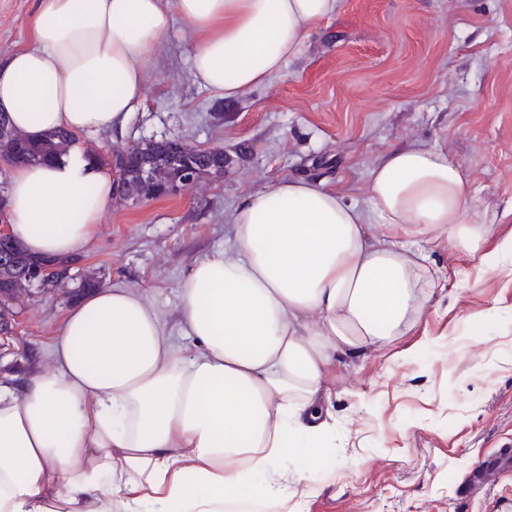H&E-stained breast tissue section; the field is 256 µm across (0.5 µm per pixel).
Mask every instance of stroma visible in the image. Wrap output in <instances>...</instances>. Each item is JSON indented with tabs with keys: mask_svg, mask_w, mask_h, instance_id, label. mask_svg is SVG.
Returning <instances> with one entry per match:
<instances>
[{
	"mask_svg": "<svg viewBox=\"0 0 512 512\" xmlns=\"http://www.w3.org/2000/svg\"><path fill=\"white\" fill-rule=\"evenodd\" d=\"M36 0H0V60L31 46ZM182 23L153 53L143 107L123 132L78 135L112 154L149 140L223 149V176L174 198L117 202L65 287L37 291L0 335V381L53 365L52 342L82 281L142 293L180 331L179 289L223 247L231 215L281 178H303L368 208L388 150L434 147L465 170L471 216L512 239V0H341L271 82L232 100L200 86ZM447 282L421 324L381 350L339 362L328 381L332 446L258 475L287 485L279 512H512V474L468 488L480 460L512 450V276L483 272L450 246Z\"/></svg>",
	"mask_w": 512,
	"mask_h": 512,
	"instance_id": "35a3bbf8",
	"label": "stroma"
}]
</instances>
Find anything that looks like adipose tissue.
Masks as SVG:
<instances>
[{
  "instance_id": "ef3b65f1",
  "label": "adipose tissue",
  "mask_w": 512,
  "mask_h": 512,
  "mask_svg": "<svg viewBox=\"0 0 512 512\" xmlns=\"http://www.w3.org/2000/svg\"><path fill=\"white\" fill-rule=\"evenodd\" d=\"M339 0H39L30 47L0 62V112L29 139L123 130L174 21L193 76L237 97L280 75ZM465 172L435 148L389 150L369 210L304 179L250 194L226 249L193 262L177 346L140 292L99 288L67 314L54 366L0 384V512H248L253 478L331 445L326 382L345 357L421 322L443 241L498 270L490 224L467 216ZM73 147L13 169L10 229L35 256L82 252L115 203Z\"/></svg>"
}]
</instances>
